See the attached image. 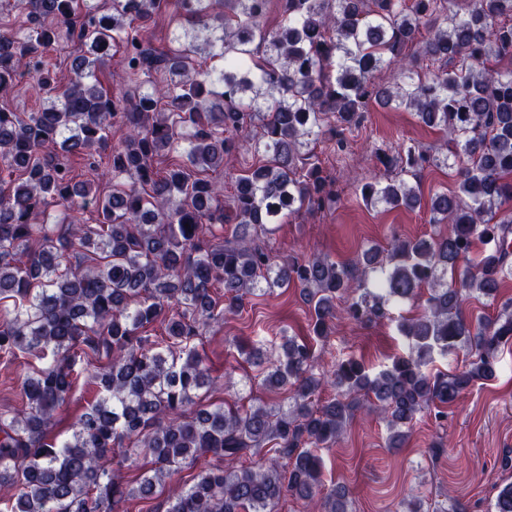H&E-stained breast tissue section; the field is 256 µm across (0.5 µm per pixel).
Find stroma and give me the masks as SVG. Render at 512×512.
<instances>
[{
	"label": "stroma",
	"instance_id": "stroma-1",
	"mask_svg": "<svg viewBox=\"0 0 512 512\" xmlns=\"http://www.w3.org/2000/svg\"><path fill=\"white\" fill-rule=\"evenodd\" d=\"M50 101L36 73L16 79L12 91L0 96V107L14 112H37ZM415 144L428 152L444 145L442 133L422 124L403 108L372 106L359 125L344 131L342 140L325 137L315 147L324 172L334 178L338 195L323 211L301 213L276 225L268 245L277 254L301 257L325 255L351 262L371 245L391 235L416 238L434 235L428 208L389 209L367 205L356 193L357 182L385 179L382 152ZM310 312L295 287L258 291L248 296L241 312L208 329L199 342L218 384L209 401L245 400L276 408L287 393L262 384L254 367L235 347L245 340L262 348H280L291 338L308 333ZM407 342L394 322L383 319L359 324L333 320L327 340L317 343L318 367L333 370L337 361L363 356L373 370L390 364ZM32 354L0 358V411L22 409L20 383L39 366ZM384 422L356 413L343 438L320 449L325 485L340 484L350 491L354 512H397L400 502L422 499L432 512L443 491H452L466 512H491L498 492L512 484V468L501 464L504 449L512 448V345L505 346L494 377L478 382L447 411L443 421L424 413L414 422L403 448H386Z\"/></svg>",
	"mask_w": 512,
	"mask_h": 512
}]
</instances>
